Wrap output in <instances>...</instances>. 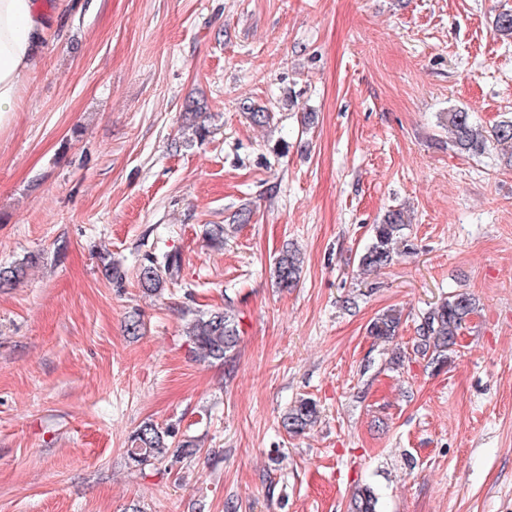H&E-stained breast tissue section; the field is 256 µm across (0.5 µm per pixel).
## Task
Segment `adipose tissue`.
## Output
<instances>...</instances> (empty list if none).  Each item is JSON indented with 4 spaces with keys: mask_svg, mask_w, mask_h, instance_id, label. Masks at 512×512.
I'll return each mask as SVG.
<instances>
[{
    "mask_svg": "<svg viewBox=\"0 0 512 512\" xmlns=\"http://www.w3.org/2000/svg\"><path fill=\"white\" fill-rule=\"evenodd\" d=\"M70 0H0V130L18 112L21 93L52 34V17Z\"/></svg>",
    "mask_w": 512,
    "mask_h": 512,
    "instance_id": "ef3b65f1",
    "label": "adipose tissue"
}]
</instances>
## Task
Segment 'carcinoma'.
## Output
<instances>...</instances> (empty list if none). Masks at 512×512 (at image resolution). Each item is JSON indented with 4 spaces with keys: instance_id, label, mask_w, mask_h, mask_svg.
I'll return each mask as SVG.
<instances>
[{
    "instance_id": "obj_1",
    "label": "carcinoma",
    "mask_w": 512,
    "mask_h": 512,
    "mask_svg": "<svg viewBox=\"0 0 512 512\" xmlns=\"http://www.w3.org/2000/svg\"><path fill=\"white\" fill-rule=\"evenodd\" d=\"M495 34L512 38V10L497 13L492 21ZM211 116L198 108L188 112L183 144L201 143L210 136ZM441 125L448 130V140L460 153L482 156L494 150L497 159L512 167V119L503 120L487 129L478 124L466 107H451L441 117ZM407 221L403 211L388 212L383 221L373 227L371 243L360 253L358 266L366 272L379 271L391 264L395 244ZM301 257L296 250L285 248L274 259L273 277L280 288H295L300 281ZM180 272L179 255L163 251L150 254L139 270V283L143 290L158 293L177 280ZM25 274L22 264L0 267V288L14 286ZM477 312L473 297L459 293L427 309L420 316L417 341L413 351L431 363L443 365L455 351L456 337L461 335L471 317ZM401 322V313L389 309L378 315L368 327V334L379 342H389ZM191 352L201 359L222 360L233 352L240 339V319L230 307L222 310L201 311L187 327ZM320 407L312 397L295 401L281 417V427L290 436H299L315 426ZM178 457H191L196 446L189 440H176L170 428L162 429L152 422L143 423L131 437L129 459L140 467L154 466L166 459L169 452ZM377 499L368 488L360 489L351 499L349 512H376Z\"/></svg>"
}]
</instances>
